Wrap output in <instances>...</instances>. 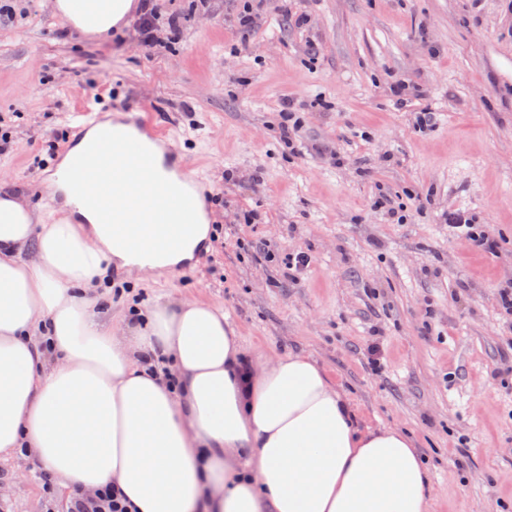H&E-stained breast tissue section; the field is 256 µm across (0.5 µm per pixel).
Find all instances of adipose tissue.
Returning <instances> with one entry per match:
<instances>
[{
  "label": "adipose tissue",
  "instance_id": "obj_1",
  "mask_svg": "<svg viewBox=\"0 0 512 512\" xmlns=\"http://www.w3.org/2000/svg\"><path fill=\"white\" fill-rule=\"evenodd\" d=\"M133 0H54L75 30L107 35ZM74 218L40 222L0 191V459L17 451L126 512H429V469L411 436L363 428L347 394L309 356H245L224 310L133 305L123 335L89 298L130 247L190 259L202 210L142 206L133 227L101 223L86 196ZM93 224L82 232L78 220Z\"/></svg>",
  "mask_w": 512,
  "mask_h": 512
}]
</instances>
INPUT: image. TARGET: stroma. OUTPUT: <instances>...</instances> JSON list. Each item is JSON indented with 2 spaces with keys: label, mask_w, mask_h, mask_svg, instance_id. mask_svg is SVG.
Returning <instances> with one entry per match:
<instances>
[{
  "label": "stroma",
  "mask_w": 512,
  "mask_h": 512,
  "mask_svg": "<svg viewBox=\"0 0 512 512\" xmlns=\"http://www.w3.org/2000/svg\"><path fill=\"white\" fill-rule=\"evenodd\" d=\"M0 21V185L36 213L65 209L41 181L83 106L146 111L208 187L212 238L154 280L113 265L91 297L119 323L132 303L223 308L244 347L310 354L362 425L408 430L429 462L430 512H512V0H161L185 22L173 51L71 30L51 0H11ZM307 15L306 23L293 19ZM309 103L301 147L277 136L283 97ZM431 127L414 128L417 112ZM407 223L374 208L379 192ZM461 208L498 239L470 251L441 214ZM308 267L290 280V254ZM377 338L384 364L365 356ZM24 456L0 460L6 512H65Z\"/></svg>",
  "instance_id": "1"
}]
</instances>
